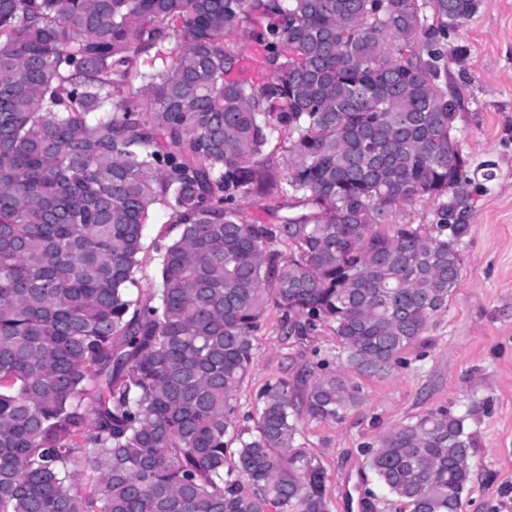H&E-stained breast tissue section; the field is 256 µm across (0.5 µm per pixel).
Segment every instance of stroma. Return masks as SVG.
<instances>
[{
    "mask_svg": "<svg viewBox=\"0 0 512 512\" xmlns=\"http://www.w3.org/2000/svg\"><path fill=\"white\" fill-rule=\"evenodd\" d=\"M450 63L461 96L457 140L472 166L492 162L494 176L477 195L460 249L458 287L435 313L405 362L381 379L364 380L365 399L338 424L301 417L297 439L324 469L330 512H394L365 465L363 450L388 428L445 407L475 437L462 512H512V0H480L475 14L450 32ZM168 215L155 209L145 228L141 288L157 281V246ZM256 360L238 391V413L257 414L269 381L328 361L341 368L331 330L306 340L286 335L268 308L253 339Z\"/></svg>",
    "mask_w": 512,
    "mask_h": 512,
    "instance_id": "35a3bbf8",
    "label": "stroma"
}]
</instances>
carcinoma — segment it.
<instances>
[{
  "mask_svg": "<svg viewBox=\"0 0 512 512\" xmlns=\"http://www.w3.org/2000/svg\"><path fill=\"white\" fill-rule=\"evenodd\" d=\"M477 8L0 0V512H329L300 415L342 421L460 282L445 40ZM418 201L430 223L395 221ZM157 207L169 240L136 292ZM271 301L344 364L267 384L243 425ZM474 447L437 408L366 465L396 512H461Z\"/></svg>",
  "mask_w": 512,
  "mask_h": 512,
  "instance_id": "obj_1",
  "label": "carcinoma"
}]
</instances>
